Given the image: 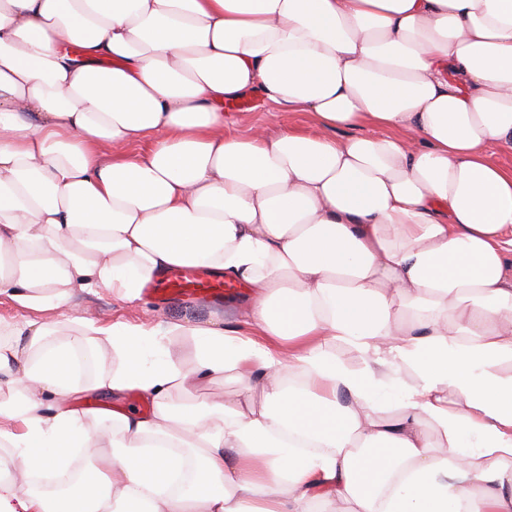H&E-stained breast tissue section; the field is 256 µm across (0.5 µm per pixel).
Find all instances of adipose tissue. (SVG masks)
Here are the masks:
<instances>
[{
  "label": "adipose tissue",
  "mask_w": 512,
  "mask_h": 512,
  "mask_svg": "<svg viewBox=\"0 0 512 512\" xmlns=\"http://www.w3.org/2000/svg\"><path fill=\"white\" fill-rule=\"evenodd\" d=\"M253 96L313 131L226 133ZM494 145L512 0H0V296L32 312L0 325V512H512ZM198 265L252 336L40 318ZM75 448L74 490H38ZM240 383L233 374H225L199 389L198 397L202 400H232L236 398Z\"/></svg>",
  "instance_id": "ef3b65f1"
}]
</instances>
